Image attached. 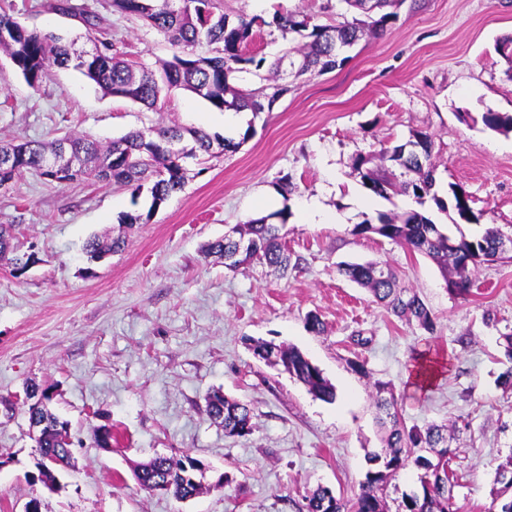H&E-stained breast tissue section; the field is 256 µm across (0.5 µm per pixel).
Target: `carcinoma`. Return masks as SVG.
<instances>
[{
  "instance_id": "1",
  "label": "carcinoma",
  "mask_w": 512,
  "mask_h": 512,
  "mask_svg": "<svg viewBox=\"0 0 512 512\" xmlns=\"http://www.w3.org/2000/svg\"><path fill=\"white\" fill-rule=\"evenodd\" d=\"M348 6L368 15L371 8L381 10L392 6L396 0H343ZM112 11L134 14L145 24L165 35L176 48L172 59L151 68L128 60L114 51L110 42H103L94 52L75 48L61 36L28 29L7 14H0V49L5 51L25 81L32 87L39 86L53 67L72 68L88 81L97 85L104 94L122 97L154 111L162 110L175 91L190 92L220 111L250 112L257 115L270 112L274 104L288 94L286 84L271 87L230 91L229 79L244 71L243 65H261L255 57L243 53L253 35V28L274 24L284 33H307L311 41L302 55L300 71L319 73L336 69L344 59L339 52L358 40V33L365 26L381 33L390 14L377 19L344 20L335 25L316 23V18L301 11L277 13L272 22L243 15L230 19L216 0H111ZM56 8L78 12V17L90 29L101 23V18L84 9L77 10L68 0H60ZM219 44L213 56H195L192 48L201 44ZM483 124L493 131L512 129V116L486 112ZM190 135L192 146L180 153L172 152L167 142L182 140ZM421 141L416 155L404 146L389 150V158L404 169L408 179L395 182L394 174L385 168H367L362 171L366 185L377 195L386 196L387 190L400 188L419 203L431 198L441 211L452 210L457 220L474 224L481 214L473 211L470 197L458 185H450L451 195L443 199L433 192L436 179L432 161L434 142L422 131L413 133ZM212 137L195 128L149 126L133 129L103 147L88 135L69 134L51 145L28 140L0 146V157L10 154L14 165L0 173V183L13 181L26 172L59 184L83 182H117L138 192L149 186L150 209L163 204L168 197L182 190L187 180L188 162L199 160L200 155L211 153ZM67 152L74 171L58 176L49 169V157ZM283 225L270 224L267 218L253 219L237 226L236 236L226 235L207 245V254L224 259L227 268L236 270L254 260L263 261L281 272L288 270V255L282 244ZM361 234L373 233L387 238L411 252L426 255L450 276L451 284L459 293L469 290L472 276L483 263L493 262L504 251L500 243L504 235L489 226L479 237L458 240L443 233L438 225L419 211H406L393 216L382 215L377 224H359ZM125 241L120 238L93 237L85 244L88 259L102 258L119 251ZM15 244L13 225L0 224V262L13 259ZM342 273L353 282L369 290L376 301L384 304L396 316L414 321L428 334L435 331L431 311L419 296L408 288H401L392 270L375 262L346 264ZM503 355L511 366L500 376L501 383L512 388V333L501 335ZM278 364L288 374L306 386L315 397L327 402L335 399V389L322 371L294 346L279 350ZM375 404L380 416L378 422L385 431L383 446L368 453L370 468L360 492L352 499L336 497L328 488H318L306 496V512H326L327 502L336 501V512H457L454 497L448 487L455 486L456 475L449 470L453 435L442 426L430 424L420 428L406 426L397 408V400L387 384L375 383ZM27 398L35 399L28 407L29 419L43 423L35 437L36 447L49 459L51 467L70 464L71 444L67 443L60 426L65 424L50 409L53 394L51 387H31ZM209 416L223 424L225 434L245 436L252 430L250 408L223 394L215 393L208 401ZM412 465L420 471L419 485L402 494L395 507H390L387 484L390 477ZM495 482L500 484L497 496L501 499L496 512H512V454L502 461L495 472Z\"/></svg>"
}]
</instances>
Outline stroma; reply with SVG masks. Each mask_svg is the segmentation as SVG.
I'll list each match as a JSON object with an SVG mask.
<instances>
[{
  "mask_svg": "<svg viewBox=\"0 0 512 512\" xmlns=\"http://www.w3.org/2000/svg\"><path fill=\"white\" fill-rule=\"evenodd\" d=\"M49 0H0V13L31 29L66 32L92 50L108 38L133 60L170 59L164 36L110 0H71L103 19L100 28L48 9ZM229 16L271 19L300 10L318 23L354 18L344 0H219ZM512 38V0H403L384 32L344 49L324 74L283 65L291 85L272 111L241 112L224 126L215 108L187 92L165 111L103 95L74 69H51L32 89L0 53V142H49L70 132L101 142L134 128L179 125L232 139L203 173L152 208L149 190L113 183L63 186L36 173L0 189V224L39 257L16 279L0 269V512H300L317 486L351 499L381 448L374 382L391 383L406 425L453 426L450 463L460 512H491L494 473L512 454V391L498 377L501 336L512 331V258L482 264L468 293L451 291L428 257L358 224L420 209L452 238L494 226L512 236V131L488 130L485 112L512 115V63L496 46ZM304 37L258 29L246 53L266 66L233 84L254 88L268 64ZM422 131L434 141L436 190L464 188L476 224L413 197H381L356 165H386L383 150ZM320 194L336 224L305 223L299 202ZM286 215L287 274L256 263L232 271L206 255L231 227ZM141 214L127 226L125 214ZM122 236L124 249L88 263L94 236ZM377 261L414 290L435 316L427 334L373 302L339 271ZM317 314L323 333L311 332ZM263 340L297 347L334 386L314 397L281 367L255 357ZM365 363L368 372L353 370ZM54 389L52 410L85 444L52 492L31 483L39 459L29 436L24 390ZM248 404L252 431L225 434L206 410L213 392ZM109 425L111 447L89 445L92 427ZM191 455L207 465L201 492L187 501L141 488L135 470L158 456Z\"/></svg>",
  "mask_w": 512,
  "mask_h": 512,
  "instance_id": "1",
  "label": "stroma"
}]
</instances>
